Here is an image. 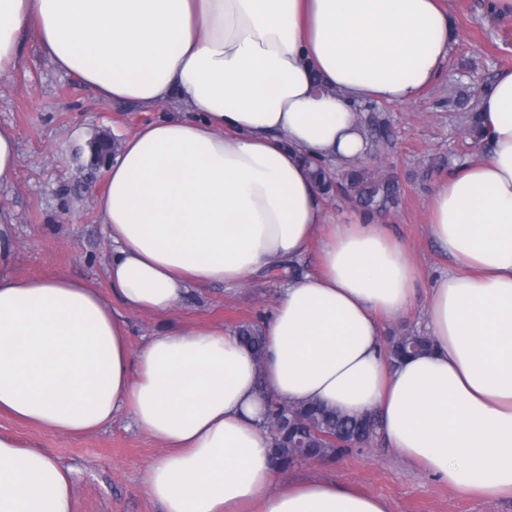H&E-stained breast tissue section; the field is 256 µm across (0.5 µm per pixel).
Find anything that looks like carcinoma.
I'll list each match as a JSON object with an SVG mask.
<instances>
[{
    "label": "carcinoma",
    "mask_w": 512,
    "mask_h": 512,
    "mask_svg": "<svg viewBox=\"0 0 512 512\" xmlns=\"http://www.w3.org/2000/svg\"><path fill=\"white\" fill-rule=\"evenodd\" d=\"M483 90L477 88L456 102L463 131L474 143L481 144L483 121L478 109ZM366 113L365 129L372 148L385 149L391 145L393 131L389 121L382 116L374 103L359 107ZM312 175L321 193L330 196L343 194L352 199L366 216H376L399 206L401 186L396 177L379 174L359 162L352 163L336 176L329 174L328 166L316 164ZM234 335L245 343L258 358L264 352L262 328L256 321L243 322L234 329ZM430 337L403 329L388 337L384 347L386 358L395 363L405 357L430 350ZM295 417L288 415L287 408L271 399L268 425L278 428L272 435L271 451L275 461L285 470L291 468L297 457L342 458L352 451L353 445L364 446L376 437L380 422L373 415L351 417L337 411H329L319 405L297 407ZM339 439L338 447L333 439Z\"/></svg>",
    "instance_id": "obj_1"
}]
</instances>
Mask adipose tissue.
<instances>
[{"label":"adipose tissue","instance_id":"ef3b65f1","mask_svg":"<svg viewBox=\"0 0 512 512\" xmlns=\"http://www.w3.org/2000/svg\"><path fill=\"white\" fill-rule=\"evenodd\" d=\"M449 25L442 0H0V73L30 37L102 102L186 109L140 127L104 168L112 300L63 274L15 275L0 205V413L71 436L129 418L164 448L142 477L163 512H390L279 469L262 382L375 415L396 455L456 493L511 496L512 71L479 101L486 150L431 197L452 262L429 291L431 353L387 362L382 322L413 301L415 267L380 221L327 223L304 163L365 157L358 105L417 100ZM316 239L317 270L263 322V362L220 325L131 349L124 312L169 314L191 289L240 284ZM73 505L70 468L0 434V512Z\"/></svg>","mask_w":512,"mask_h":512}]
</instances>
